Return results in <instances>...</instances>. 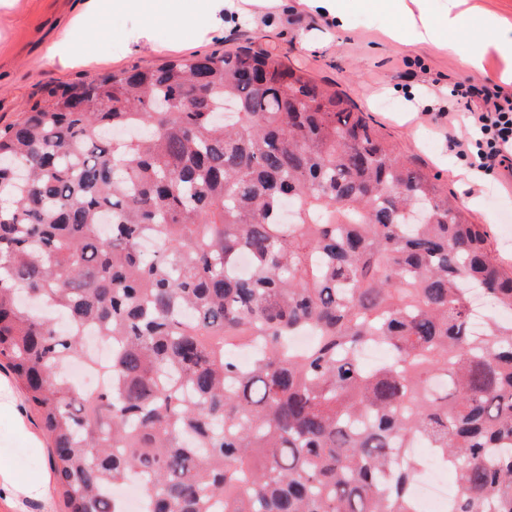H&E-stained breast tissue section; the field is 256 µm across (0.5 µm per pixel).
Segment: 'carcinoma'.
I'll list each match as a JSON object with an SVG mask.
<instances>
[{
  "mask_svg": "<svg viewBox=\"0 0 512 512\" xmlns=\"http://www.w3.org/2000/svg\"><path fill=\"white\" fill-rule=\"evenodd\" d=\"M2 198L0 358L68 512H122L133 473L149 512H420L418 440L448 512H512V318L476 334L471 304L512 313V274L302 68L240 49L48 86L0 128Z\"/></svg>",
  "mask_w": 512,
  "mask_h": 512,
  "instance_id": "obj_1",
  "label": "carcinoma"
}]
</instances>
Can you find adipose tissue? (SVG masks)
I'll list each match as a JSON object with an SVG mask.
<instances>
[{"instance_id":"obj_1","label":"adipose tissue","mask_w":512,"mask_h":512,"mask_svg":"<svg viewBox=\"0 0 512 512\" xmlns=\"http://www.w3.org/2000/svg\"><path fill=\"white\" fill-rule=\"evenodd\" d=\"M197 14H189L185 0H84L69 31L55 43L53 52L61 59L76 58L77 38L85 30L99 27L102 19L110 14H132L144 18L145 24L136 34L138 44H150L151 26L154 21L171 23L174 30L191 26L202 34H210L223 27L227 16L241 12L244 4L262 8L283 6L285 0H197ZM361 9L377 16L395 18L397 25L391 36L397 41L425 44L447 37L450 48L460 49L464 64L475 78H482L485 71L482 60L488 53H495L512 68V29L501 32L492 42L473 41L468 48H460L457 41L460 17L453 11L431 14L427 0H358Z\"/></svg>"}]
</instances>
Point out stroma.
<instances>
[{"label": "stroma", "mask_w": 512, "mask_h": 512, "mask_svg": "<svg viewBox=\"0 0 512 512\" xmlns=\"http://www.w3.org/2000/svg\"><path fill=\"white\" fill-rule=\"evenodd\" d=\"M83 0H0V127L14 122L24 105L37 99L43 88L75 83L96 74L159 65L174 57H188L236 49L241 45L267 52L307 70L320 85L336 87L365 111L379 133L402 156L413 159L451 195L463 189L466 166L449 151L440 127L429 113L416 111L408 102L396 76L407 64L419 67L414 94L423 83L437 79H471L459 53L428 43L405 45L388 41V19L363 11L349 0L342 25L292 6L234 18L200 39L185 33L170 43V28L154 26V48H140L131 39L141 21L132 15L109 17L105 27L87 35L92 60L66 62L52 51ZM468 14L460 41L491 39L493 30L483 24L496 16L512 25V0H467ZM478 204L470 208L472 222L484 225L494 255L512 265V182L490 179L478 189ZM15 417L0 414V457L7 458L17 481L51 474V450L38 416L8 369H0ZM24 429H17L16 419Z\"/></svg>", "instance_id": "obj_1"}]
</instances>
